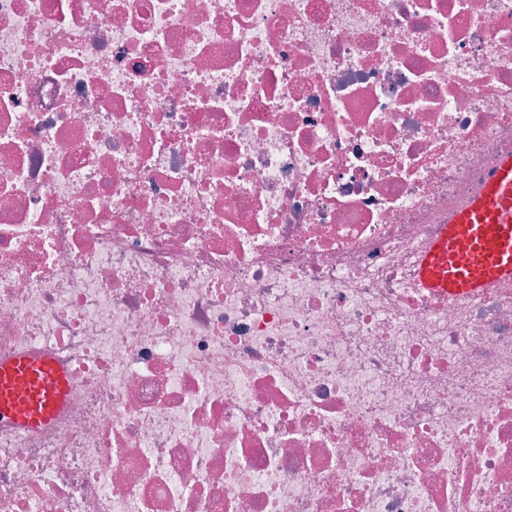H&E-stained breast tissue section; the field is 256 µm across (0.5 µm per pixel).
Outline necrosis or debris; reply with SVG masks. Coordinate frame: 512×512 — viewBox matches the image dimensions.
Masks as SVG:
<instances>
[{"label":"necrosis or debris","instance_id":"1","mask_svg":"<svg viewBox=\"0 0 512 512\" xmlns=\"http://www.w3.org/2000/svg\"><path fill=\"white\" fill-rule=\"evenodd\" d=\"M507 154L512 0H0V512H512V282H414ZM70 382L51 357L18 355L0 361V424L39 429L66 404Z\"/></svg>","mask_w":512,"mask_h":512}]
</instances>
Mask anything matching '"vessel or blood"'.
Returning a JSON list of instances; mask_svg holds the SVG:
<instances>
[{"instance_id": "obj_1", "label": "vessel or blood", "mask_w": 512, "mask_h": 512, "mask_svg": "<svg viewBox=\"0 0 512 512\" xmlns=\"http://www.w3.org/2000/svg\"><path fill=\"white\" fill-rule=\"evenodd\" d=\"M417 284L433 297L474 299L512 281V155L504 156L480 195L459 211L423 253ZM70 382L51 357L0 361V424L38 429L66 404Z\"/></svg>"}]
</instances>
